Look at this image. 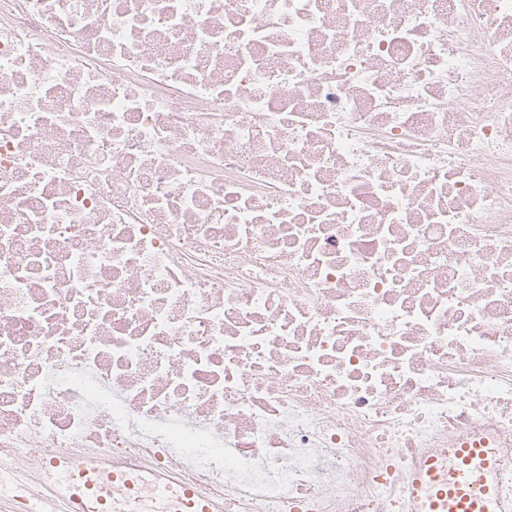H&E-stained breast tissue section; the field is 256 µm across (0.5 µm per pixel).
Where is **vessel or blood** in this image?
Here are the masks:
<instances>
[{"label":"vessel or blood","mask_w":512,"mask_h":512,"mask_svg":"<svg viewBox=\"0 0 512 512\" xmlns=\"http://www.w3.org/2000/svg\"><path fill=\"white\" fill-rule=\"evenodd\" d=\"M495 456L492 448H460L456 469H449L447 461L440 459L420 470L413 486L425 512H507L497 485ZM43 471L44 484L59 504V512H87L86 499L77 492L82 467L51 456ZM153 478L149 492L155 501L167 503L176 493L186 512H216L210 498L186 487L177 488L175 475L157 472Z\"/></svg>","instance_id":"obj_1"}]
</instances>
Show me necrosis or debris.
Returning a JSON list of instances; mask_svg holds the SVG:
<instances>
[{
  "instance_id": "necrosis-or-debris-1",
  "label": "necrosis or debris",
  "mask_w": 512,
  "mask_h": 512,
  "mask_svg": "<svg viewBox=\"0 0 512 512\" xmlns=\"http://www.w3.org/2000/svg\"><path fill=\"white\" fill-rule=\"evenodd\" d=\"M512 499V0H0V512ZM496 448H457L458 464L449 480L448 463L434 460L414 476V492L426 512H509L496 473ZM512 512V511H511ZM87 470L86 466H74L66 459L47 456L43 471L44 485L51 498L61 508L59 512H84L88 510L86 497L77 493L76 489L81 481V475ZM154 482L149 486V492L155 501H158L161 505L166 504L175 490L174 485L181 487L178 491L180 495V501L183 507L186 508V512H216L215 505L210 498L203 497L196 494L193 490L183 487L180 481L176 479V476L172 472L161 473L156 472L153 474Z\"/></svg>"
}]
</instances>
